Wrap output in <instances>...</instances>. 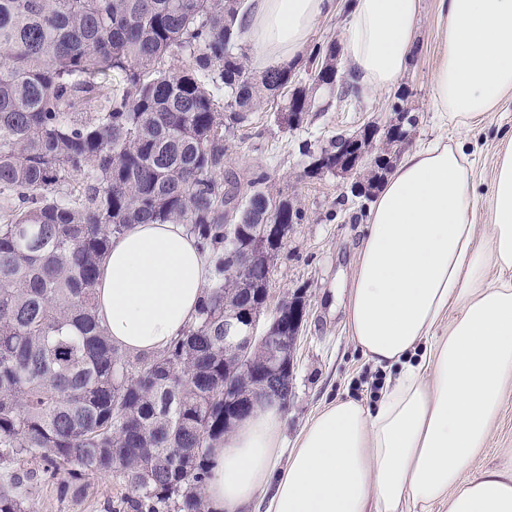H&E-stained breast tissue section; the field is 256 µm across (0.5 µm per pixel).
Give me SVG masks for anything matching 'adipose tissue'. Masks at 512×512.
Returning <instances> with one entry per match:
<instances>
[{
  "label": "adipose tissue",
  "instance_id": "1",
  "mask_svg": "<svg viewBox=\"0 0 512 512\" xmlns=\"http://www.w3.org/2000/svg\"><path fill=\"white\" fill-rule=\"evenodd\" d=\"M333 0H247L236 22L257 69L298 58ZM434 103L462 131L512 96V0H443ZM344 50L361 87L398 85L418 0H352ZM461 147L407 151L369 210L345 314L366 359L396 368L373 408L323 403L282 452L261 404L213 448L212 512H512V469L471 474L512 381V140L498 153L477 242ZM211 272L181 224H134L106 254L98 315L120 352L163 350L192 320ZM456 315H449V308ZM448 334L433 339L442 319ZM287 465H280V457Z\"/></svg>",
  "mask_w": 512,
  "mask_h": 512
}]
</instances>
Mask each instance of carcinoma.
Wrapping results in <instances>:
<instances>
[{
  "label": "carcinoma",
  "mask_w": 512,
  "mask_h": 512,
  "mask_svg": "<svg viewBox=\"0 0 512 512\" xmlns=\"http://www.w3.org/2000/svg\"><path fill=\"white\" fill-rule=\"evenodd\" d=\"M227 0H0V459L40 476L119 475L120 512H208L211 443L224 439V313L247 314L281 246L264 224L303 211L268 175L224 171L235 133L268 99L309 112L297 65L250 73ZM189 62L180 63L182 57ZM336 43L314 45L339 97ZM403 137L375 127L387 160ZM132 224H183L213 265L197 314L166 349L118 351L96 311L99 264ZM251 265L240 275L242 254ZM250 366L269 362L249 348ZM0 512H25L0 487Z\"/></svg>",
  "instance_id": "obj_1"
}]
</instances>
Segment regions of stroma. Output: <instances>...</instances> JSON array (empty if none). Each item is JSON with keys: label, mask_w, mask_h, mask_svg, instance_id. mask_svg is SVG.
<instances>
[{"label": "stroma", "mask_w": 512, "mask_h": 512, "mask_svg": "<svg viewBox=\"0 0 512 512\" xmlns=\"http://www.w3.org/2000/svg\"><path fill=\"white\" fill-rule=\"evenodd\" d=\"M440 0H420L415 46L399 87L417 124L411 130L413 146L434 142L456 144L455 126L433 104V75L440 54ZM390 91L361 93L340 99L336 91L313 89L311 108L296 129L275 120L276 104L267 102L227 146L228 170L238 175L264 168L271 191L282 192L305 214L292 225L288 240L272 263L269 304L277 306L302 293L306 316L293 354L291 394L283 410L284 440L297 433L324 401L352 398L373 407L377 396L371 386L388 373L368 362L345 328V305L353 270L366 236L371 202L353 197L345 182L330 173L304 177L308 159L304 144L328 146L339 133L354 132L366 124H385L393 116ZM512 138V97L487 113L465 142L474 174L477 237L486 233L485 200L489 193L498 150ZM512 464V385L507 386L501 414L494 423L474 470L502 469ZM32 457L0 460V485L12 488L27 512H114L125 494L122 480L113 474L85 477L76 485L37 478Z\"/></svg>", "instance_id": "stroma-1"}]
</instances>
